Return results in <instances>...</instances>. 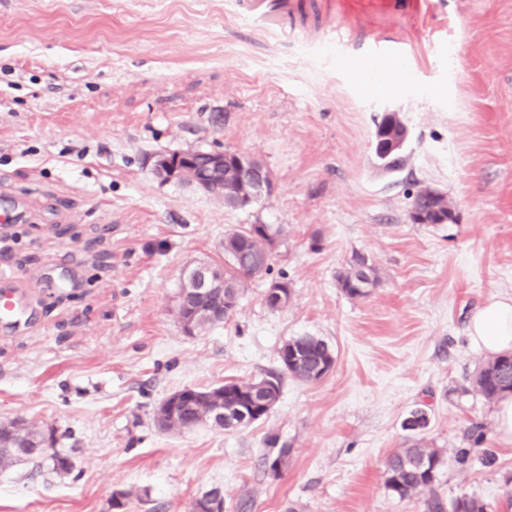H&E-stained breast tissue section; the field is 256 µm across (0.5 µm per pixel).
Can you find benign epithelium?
Instances as JSON below:
<instances>
[{"label":"benign epithelium","mask_w":512,"mask_h":512,"mask_svg":"<svg viewBox=\"0 0 512 512\" xmlns=\"http://www.w3.org/2000/svg\"><path fill=\"white\" fill-rule=\"evenodd\" d=\"M388 128H397V132L380 137L373 143L374 153L380 160L391 154L401 152L407 138L406 126L396 127L393 122L386 123ZM197 152L173 151L159 154L154 161L153 171L165 181L186 182L194 184L197 190L208 195H224V168L238 169L244 176L242 190L239 193V205L248 207L258 202L271 188V182L257 166L252 156L236 150L213 151L208 153V163L202 173H195ZM429 205L411 210L414 224H447L455 220L454 210L448 203L441 201L443 194L429 190ZM184 286L181 290L180 303L177 305V317L185 334H196L194 324L204 316L201 309L191 310L187 303L188 295L206 298L215 288L223 287V271L202 262L188 266L183 273ZM265 411L264 404L254 398L247 401V406L237 409L235 416L244 424L254 416ZM224 391H218L212 398L211 420L218 426L224 425Z\"/></svg>","instance_id":"benign-epithelium-1"}]
</instances>
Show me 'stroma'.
<instances>
[{
  "label": "stroma",
  "instance_id": "1",
  "mask_svg": "<svg viewBox=\"0 0 512 512\" xmlns=\"http://www.w3.org/2000/svg\"><path fill=\"white\" fill-rule=\"evenodd\" d=\"M303 2L285 41L224 0H0V200L17 213L0 224V270L26 313L0 326V422L55 431L73 462L62 476L0 471V512H114L121 491L126 512H190L214 488L226 512H425V495L384 485L417 407L446 458L438 494L512 512V444L469 389L488 353L468 334L475 310L512 295V0ZM335 26L350 49L327 41ZM387 112L408 130L394 171L373 152ZM225 149L270 174L252 207L152 171L161 153ZM424 187L455 223H410ZM251 224L282 230L269 277L246 281L232 318L185 335L184 268L223 263L225 232ZM357 253L378 282L351 298L336 275ZM282 276L291 299L269 308ZM302 335L325 340L335 367L285 377L267 418L156 427L171 393L257 380ZM273 435L290 448L277 478Z\"/></svg>",
  "mask_w": 512,
  "mask_h": 512
}]
</instances>
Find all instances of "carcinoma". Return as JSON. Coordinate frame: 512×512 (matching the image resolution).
I'll list each match as a JSON object with an SVG mask.
<instances>
[{
	"instance_id": "cac0c4a2",
	"label": "carcinoma",
	"mask_w": 512,
	"mask_h": 512,
	"mask_svg": "<svg viewBox=\"0 0 512 512\" xmlns=\"http://www.w3.org/2000/svg\"><path fill=\"white\" fill-rule=\"evenodd\" d=\"M278 236L281 229L270 224H250L240 231L224 234V300L228 304L217 309V323H222L235 312L244 280L254 277L257 260L263 255L266 245L264 231ZM339 288L348 296L364 297L366 288L375 285V269L361 254L352 256L349 268L336 275ZM281 369L271 371L258 381L224 383V410L235 413L241 400L256 395L275 405L281 396L284 376L290 375L304 382L321 380L334 367L336 355L331 346L322 339L303 335L289 339L279 354ZM473 389L488 402H496L512 396V352L496 354L488 358L477 369L472 379ZM198 398L188 404L175 417L155 418V424L164 431L193 430L196 423L209 414L207 396L211 389L196 390ZM428 426V414L422 408L410 412L403 428L413 434L412 443L386 457L385 487L392 495L406 499L425 493L427 512H487V505L473 496L463 494L443 502L434 490L440 469L444 466L442 455L426 446L420 434ZM34 462L52 472L62 475L72 469L68 455L55 445H41L39 431L27 430L12 443L0 440V470L3 471L20 462Z\"/></svg>"
}]
</instances>
